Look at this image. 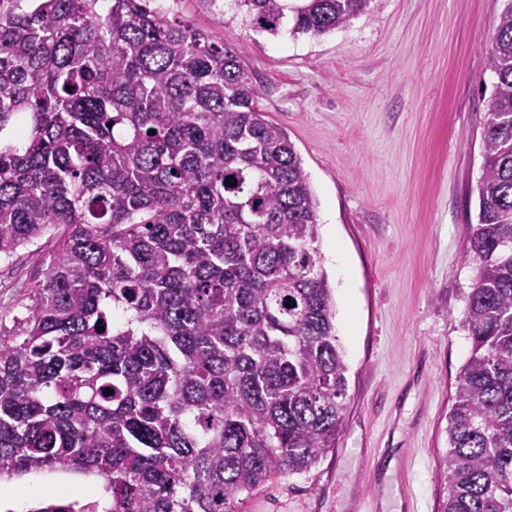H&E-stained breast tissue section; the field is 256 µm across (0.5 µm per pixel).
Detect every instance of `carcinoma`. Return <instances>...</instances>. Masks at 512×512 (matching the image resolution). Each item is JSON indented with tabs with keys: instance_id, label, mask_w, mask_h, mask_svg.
<instances>
[{
	"instance_id": "carcinoma-1",
	"label": "carcinoma",
	"mask_w": 512,
	"mask_h": 512,
	"mask_svg": "<svg viewBox=\"0 0 512 512\" xmlns=\"http://www.w3.org/2000/svg\"><path fill=\"white\" fill-rule=\"evenodd\" d=\"M233 2L260 32L287 19L283 0ZM369 2L301 0L290 33ZM485 54L441 512H512V0ZM258 95L156 0H0V260L65 227L0 327V479L64 469L104 477L113 512H237L336 448L348 368L316 202Z\"/></svg>"
}]
</instances>
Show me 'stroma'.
<instances>
[{
  "label": "stroma",
  "instance_id": "stroma-1",
  "mask_svg": "<svg viewBox=\"0 0 512 512\" xmlns=\"http://www.w3.org/2000/svg\"><path fill=\"white\" fill-rule=\"evenodd\" d=\"M160 5L235 52L301 156L348 366L336 448L239 512H439L471 347L462 318L475 271L462 254L495 81L484 49L502 0H371L344 27L298 38L255 31L221 2ZM57 247L47 235L0 261L1 322L24 315Z\"/></svg>",
  "mask_w": 512,
  "mask_h": 512
}]
</instances>
